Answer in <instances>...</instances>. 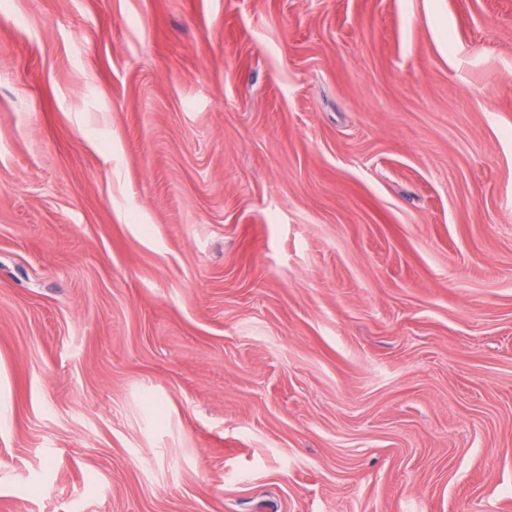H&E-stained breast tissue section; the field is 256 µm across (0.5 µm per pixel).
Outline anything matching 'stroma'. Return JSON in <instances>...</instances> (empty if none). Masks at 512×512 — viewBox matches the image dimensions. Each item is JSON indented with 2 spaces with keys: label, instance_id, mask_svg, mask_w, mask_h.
<instances>
[{
  "label": "stroma",
  "instance_id": "obj_1",
  "mask_svg": "<svg viewBox=\"0 0 512 512\" xmlns=\"http://www.w3.org/2000/svg\"><path fill=\"white\" fill-rule=\"evenodd\" d=\"M0 512H512V0H0Z\"/></svg>",
  "mask_w": 512,
  "mask_h": 512
}]
</instances>
